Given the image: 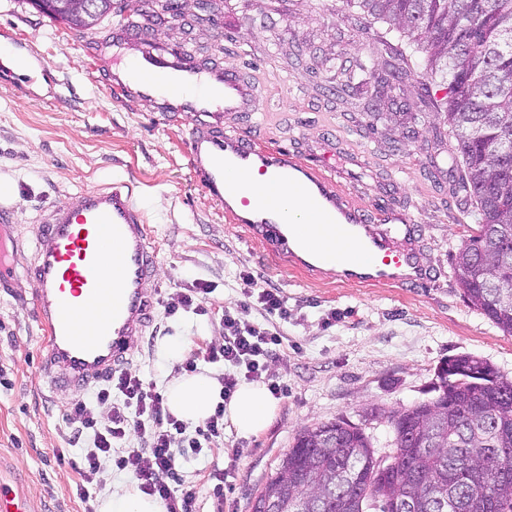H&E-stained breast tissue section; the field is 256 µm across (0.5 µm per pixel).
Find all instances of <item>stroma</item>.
Instances as JSON below:
<instances>
[{"mask_svg":"<svg viewBox=\"0 0 512 512\" xmlns=\"http://www.w3.org/2000/svg\"><path fill=\"white\" fill-rule=\"evenodd\" d=\"M207 11L222 64L245 71L263 105L249 119L222 116L224 130L306 164L334 165L338 184L373 221L411 219L406 244L430 274L412 287L349 282L254 243L201 187L188 149L194 116L117 88L115 74L137 51L113 40L112 21L79 36L31 0H0V41L16 42L30 63L18 78L0 79V200L15 211L7 236L16 271L0 288V488L23 494L33 512L98 506L80 498L79 475L58 459L74 395L51 391L41 369L47 337L26 274L46 210L85 189L131 184L152 228L157 305L145 335L130 342L126 368L157 389L181 372L160 356V342L208 349V336L224 334L223 310L248 302L240 275L278 289L292 312L269 362L286 392L268 427L245 437L225 426L204 457L179 463V478L198 491L196 512L213 510L215 471L225 474L224 512H251L296 435L339 417L361 427L377 454L391 452L393 430L372 409L433 398L448 358L477 356L512 381V336L468 305L454 276L452 257L471 232L462 222L470 200L454 191L460 165L435 110L446 100L439 79L416 67L394 80L401 40L345 0H210ZM331 57L353 71L374 61L376 77L342 86ZM377 107L390 120L373 121ZM198 282L213 288L207 314L166 316L170 294Z\"/></svg>","mask_w":512,"mask_h":512,"instance_id":"1","label":"stroma"}]
</instances>
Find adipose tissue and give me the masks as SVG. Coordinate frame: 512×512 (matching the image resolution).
I'll use <instances>...</instances> for the list:
<instances>
[{
  "mask_svg": "<svg viewBox=\"0 0 512 512\" xmlns=\"http://www.w3.org/2000/svg\"><path fill=\"white\" fill-rule=\"evenodd\" d=\"M221 386L208 374H183L170 380L164 395L169 412L180 420L201 423L223 404L224 419L244 435H256L271 422L276 401L265 385L245 383L228 402L220 400ZM99 512H163L160 502L123 482H113Z\"/></svg>",
  "mask_w": 512,
  "mask_h": 512,
  "instance_id": "adipose-tissue-1",
  "label": "adipose tissue"
}]
</instances>
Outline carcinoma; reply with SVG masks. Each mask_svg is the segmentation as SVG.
I'll return each instance as SVG.
<instances>
[{
	"label": "carcinoma",
	"instance_id": "cac0c4a2",
	"mask_svg": "<svg viewBox=\"0 0 512 512\" xmlns=\"http://www.w3.org/2000/svg\"><path fill=\"white\" fill-rule=\"evenodd\" d=\"M50 2L47 16L78 32L108 17L138 25L113 0H93L90 13L75 0ZM346 2L411 36L399 70L419 53L446 85L458 190L476 225L454 275L469 305L512 335V0ZM438 379L434 398L381 413L394 432L386 456L344 419L301 430L262 489L273 512H390L395 500L406 512H512V381L469 354L448 359ZM382 464L388 482L366 483Z\"/></svg>",
	"mask_w": 512,
	"mask_h": 512
}]
</instances>
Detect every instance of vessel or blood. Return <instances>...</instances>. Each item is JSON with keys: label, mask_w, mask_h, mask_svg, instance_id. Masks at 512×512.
Segmentation results:
<instances>
[{"label": "vessel or blood", "mask_w": 512, "mask_h": 512, "mask_svg": "<svg viewBox=\"0 0 512 512\" xmlns=\"http://www.w3.org/2000/svg\"><path fill=\"white\" fill-rule=\"evenodd\" d=\"M125 76L147 97L178 82L182 91L172 104L183 112L260 109L254 84L232 68L182 67L145 52ZM189 149L205 191L260 242L288 249L294 259L302 252L270 189L288 180L296 202L314 219V262L335 257L343 276L367 283L413 285L425 278L414 252L397 247L394 237L369 233L364 211L345 200L329 167L259 149L237 133H214L204 118L192 130ZM260 175L268 191L256 190ZM150 239L132 191L116 186L90 189L49 208L36 234L32 287L38 320L49 336L44 371L55 388L75 392L101 380L126 362L129 339L145 334L156 306L151 285L158 278ZM92 309L98 313L93 321L87 318Z\"/></svg>", "instance_id": "vessel-or-blood-1"}]
</instances>
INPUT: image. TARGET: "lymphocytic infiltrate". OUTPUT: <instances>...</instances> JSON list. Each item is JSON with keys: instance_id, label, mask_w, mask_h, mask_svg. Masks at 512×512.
<instances>
[{"instance_id": "f902f5d3", "label": "lymphocytic infiltrate", "mask_w": 512, "mask_h": 512, "mask_svg": "<svg viewBox=\"0 0 512 512\" xmlns=\"http://www.w3.org/2000/svg\"><path fill=\"white\" fill-rule=\"evenodd\" d=\"M242 286L247 297L253 298V308L260 311L263 323L250 320L247 307L225 310L223 345L202 354L191 353L182 365L184 371L193 372L201 360L224 364L221 402L195 433H188L186 423L167 413L164 396L154 384L124 368L112 373L95 393L97 401L113 404L108 421H99L86 401L73 403L77 427L68 441L74 446L80 445L81 436L89 438L87 446H81L77 467L83 482L81 495H88L102 468L112 466L132 474L142 492L159 497L166 512H193L195 487L174 478L183 449H191L197 455L223 438V403L240 382H263L273 396L285 394V386L271 379L268 360L284 343L276 324L288 320V304L276 289L258 287L253 276H243ZM131 431L135 432L138 445L123 447L122 442Z\"/></svg>"}]
</instances>
